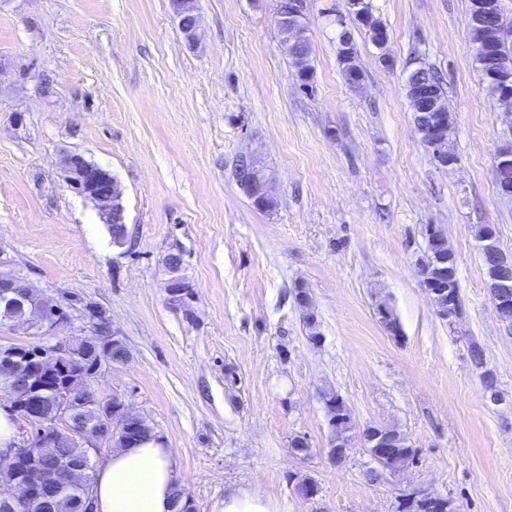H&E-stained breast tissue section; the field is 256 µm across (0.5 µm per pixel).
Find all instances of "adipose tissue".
<instances>
[{
  "instance_id": "obj_1",
  "label": "adipose tissue",
  "mask_w": 512,
  "mask_h": 512,
  "mask_svg": "<svg viewBox=\"0 0 512 512\" xmlns=\"http://www.w3.org/2000/svg\"><path fill=\"white\" fill-rule=\"evenodd\" d=\"M93 482L95 512H177L175 463L162 437L114 449Z\"/></svg>"
}]
</instances>
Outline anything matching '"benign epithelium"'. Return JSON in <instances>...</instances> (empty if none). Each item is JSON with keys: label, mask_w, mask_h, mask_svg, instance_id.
<instances>
[{"label": "benign epithelium", "mask_w": 512, "mask_h": 512, "mask_svg": "<svg viewBox=\"0 0 512 512\" xmlns=\"http://www.w3.org/2000/svg\"><path fill=\"white\" fill-rule=\"evenodd\" d=\"M170 7L178 27L187 44L195 48L201 41L200 18L201 0H169ZM494 5L481 0L476 11L468 19L469 27L490 28ZM275 24L282 43L298 72L309 70L310 41L308 36L307 0H279L275 15ZM492 78L500 83L497 102L512 110V62L505 59L494 61ZM413 111L419 115L418 130L424 138L434 159L444 167L459 163L457 155L449 147L453 126L448 123V113L442 111L440 101L432 95L414 86L407 92ZM67 185L76 193L90 201L101 221L106 225L126 224V211L122 202V189L108 170L74 152L64 153L58 162ZM512 172V141L505 143L495 157V174L508 177ZM239 182L247 195L257 206H265L274 199V188L263 171L252 163L239 171ZM426 242H437L438 248H426L424 254L415 262V272L419 285L432 305L435 314L448 323H453L460 315L459 283L455 277L448 276V267L456 264L453 251L448 246L444 232L433 224L425 230ZM479 253L493 258L490 265L486 288L498 320L503 313L512 310V258L500 247L494 229H489L477 239ZM169 278L167 291L169 299L174 300L189 292L190 284L181 274L182 264L165 263ZM46 296L33 288L27 277L15 266L0 246V324L13 322L16 308L28 311L29 317L18 328L30 332L33 329L46 328L50 331L68 330V339L58 345L38 347L34 350L26 345L0 344V360L8 364V371L0 374V392L5 393L7 401L0 402V408L12 413L22 425L32 429L33 434L21 435L19 440L0 447V465L13 469L25 476L24 482L0 490V512H20L27 500L43 496L47 484L41 470L37 453L39 443L46 442L52 434L62 430L75 442L83 444L87 461L92 462L99 449L108 446L111 437L124 435L141 418L126 404L123 397L114 393L110 397H101L92 389L84 390L82 399L77 392L62 381L71 376L75 369L84 373V364L93 358V373L106 371L117 364L110 354L117 350L121 353L120 362L128 358V351L117 331L102 329L98 321L91 318L86 310H81L80 325H73L71 317L58 306L41 307ZM22 364L27 371L25 386L28 394L19 395L18 383L13 367ZM52 380L61 382L54 389L55 409L46 414L41 408L42 392ZM480 381L484 396L495 403L504 401V395L498 387L495 373L481 372ZM95 405L99 409L101 425L91 430L78 414L77 405ZM331 435L328 443V455L338 464L347 459L354 441H359L367 453L374 470L382 465L391 474L401 470L387 464L398 452L411 448L409 438L395 426L367 423L354 436L352 431L340 429V420L347 405L341 399L326 405ZM84 465L73 466L65 461L59 462L53 482L57 487H75L80 492L83 512H93L92 483L84 479L81 471ZM438 494L422 487H410L398 495L399 501L418 503L429 508L437 507L444 512H456L453 501L446 505L436 504Z\"/></svg>", "instance_id": "obj_1"}]
</instances>
